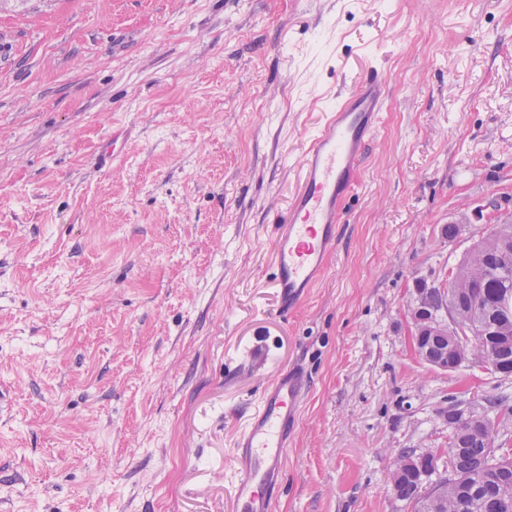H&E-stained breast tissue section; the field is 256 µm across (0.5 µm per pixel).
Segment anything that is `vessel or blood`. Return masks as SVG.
<instances>
[{
    "label": "vessel or blood",
    "instance_id": "obj_1",
    "mask_svg": "<svg viewBox=\"0 0 512 512\" xmlns=\"http://www.w3.org/2000/svg\"><path fill=\"white\" fill-rule=\"evenodd\" d=\"M385 100L381 77L370 71L358 93L327 112L310 141L301 161V186L274 239L273 286L282 310L304 300L324 273L327 255L337 248L344 205ZM306 391L304 375L295 366L263 390L234 443L236 512H273Z\"/></svg>",
    "mask_w": 512,
    "mask_h": 512
}]
</instances>
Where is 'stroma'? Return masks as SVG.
I'll use <instances>...</instances> for the list:
<instances>
[{
	"label": "stroma",
	"mask_w": 512,
	"mask_h": 512,
	"mask_svg": "<svg viewBox=\"0 0 512 512\" xmlns=\"http://www.w3.org/2000/svg\"><path fill=\"white\" fill-rule=\"evenodd\" d=\"M373 65L338 248L283 314L272 221ZM510 215L512 0H0V512H234L296 363L275 512H411L394 463L447 447L457 382L512 447V375L431 368L408 318ZM306 391L304 375L295 366L263 390L258 408L233 446L236 512H273L288 440Z\"/></svg>",
	"instance_id": "obj_1"
}]
</instances>
